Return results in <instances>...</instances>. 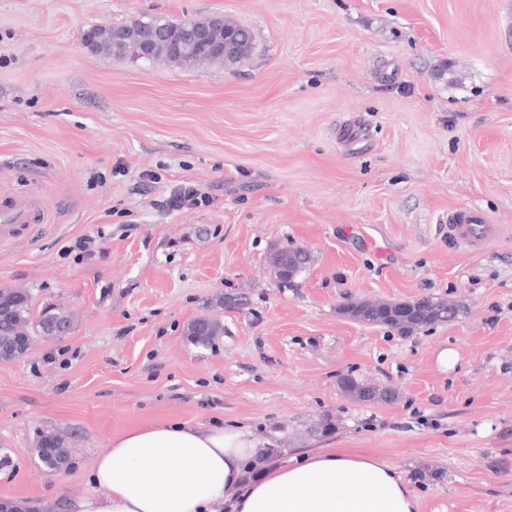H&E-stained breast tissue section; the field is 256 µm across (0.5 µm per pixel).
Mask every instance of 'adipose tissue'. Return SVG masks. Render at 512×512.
<instances>
[{"mask_svg": "<svg viewBox=\"0 0 512 512\" xmlns=\"http://www.w3.org/2000/svg\"><path fill=\"white\" fill-rule=\"evenodd\" d=\"M260 453L243 426L160 421L115 437L91 467L93 492L71 512H418V498L394 468L343 448L268 463L246 480Z\"/></svg>", "mask_w": 512, "mask_h": 512, "instance_id": "1", "label": "adipose tissue"}]
</instances>
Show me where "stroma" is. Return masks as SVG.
Returning <instances> with one entry per match:
<instances>
[{"mask_svg":"<svg viewBox=\"0 0 512 512\" xmlns=\"http://www.w3.org/2000/svg\"><path fill=\"white\" fill-rule=\"evenodd\" d=\"M249 29L234 68L90 53L138 16ZM204 200L168 206L185 189ZM0 288L75 313L0 361V500L67 512L115 436L162 420L240 424L264 447L366 452L418 512H512V16L501 0H0ZM469 208L500 225L470 250ZM308 251L291 282L272 260ZM463 312L410 334L350 299ZM217 318L213 347L188 325ZM452 351L448 367L437 361ZM395 389L342 394L343 374ZM336 422L313 434L322 417ZM72 456L45 469L38 432ZM443 473L415 482L416 472ZM39 199L34 198L26 204L0 210V223L3 232L10 230L9 225L28 224L34 209L39 208ZM500 225L490 224L482 215L471 210H458L448 215V236L459 245L476 248L494 238Z\"/></svg>","mask_w":512,"mask_h":512,"instance_id":"35a3bbf8","label":"stroma"}]
</instances>
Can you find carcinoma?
I'll return each instance as SVG.
<instances>
[{
	"label": "carcinoma",
	"mask_w": 512,
	"mask_h": 512,
	"mask_svg": "<svg viewBox=\"0 0 512 512\" xmlns=\"http://www.w3.org/2000/svg\"><path fill=\"white\" fill-rule=\"evenodd\" d=\"M167 28L166 21L156 16H145L136 27L134 38L124 43L114 42L117 26H91L83 32L82 38L97 45L94 53L103 57H138L141 39L152 36ZM224 33L237 41L235 54L223 60L229 67L235 66L248 57L253 49L254 37L250 30L229 20H224ZM215 57L189 50L181 53L174 38L167 37L166 51L150 58L170 66L183 67L193 62H210ZM281 261L275 262L277 277L283 282L291 281L308 263L307 252L298 247H286L279 251ZM360 307L372 309L371 323L385 325L401 333H412L424 327L447 323L459 317L458 305L446 300L426 297L414 303H392L386 301H348L342 310L350 315ZM72 314L62 307L49 306L39 314L32 311L29 293L11 289H0V354L3 360L21 358L30 349L36 336L59 337L71 329ZM223 333L222 324L207 316L194 320L188 327L190 340L198 346L211 345ZM339 388L346 395L363 402H389L395 398V391L387 386L379 387L363 383L351 374H343L337 380ZM36 451L40 461L51 470H62L70 458V448L65 439L54 432L37 434Z\"/></svg>",
	"instance_id": "obj_1"
}]
</instances>
